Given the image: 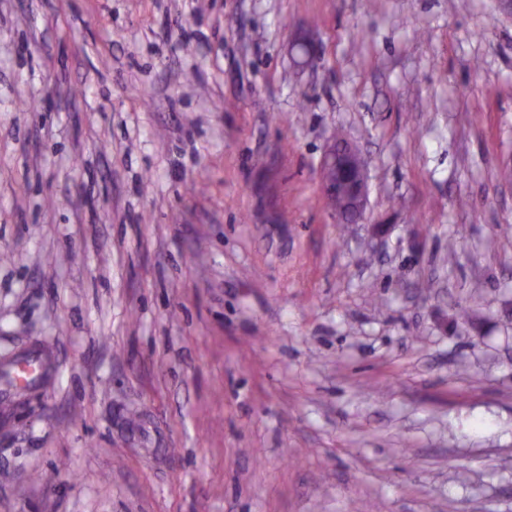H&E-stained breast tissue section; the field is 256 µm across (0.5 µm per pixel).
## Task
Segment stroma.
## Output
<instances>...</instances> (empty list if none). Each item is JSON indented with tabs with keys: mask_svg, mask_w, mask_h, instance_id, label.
<instances>
[{
	"mask_svg": "<svg viewBox=\"0 0 512 512\" xmlns=\"http://www.w3.org/2000/svg\"><path fill=\"white\" fill-rule=\"evenodd\" d=\"M511 164L499 0H0V512H512ZM316 48V41L309 32L298 33L290 45V51L295 52L294 61L297 65L308 64ZM319 181L324 196L336 198L331 216L338 224H357L364 219L368 203L366 172L358 151L345 141H334L328 147L319 168ZM40 374L42 376L43 373L39 371L38 365L35 362L29 363L26 368L17 369L14 373L16 387L10 390V388L1 386V400L3 401L7 399L13 390H21L26 385H30L33 382H39L41 380Z\"/></svg>",
	"mask_w": 512,
	"mask_h": 512,
	"instance_id": "stroma-1",
	"label": "stroma"
}]
</instances>
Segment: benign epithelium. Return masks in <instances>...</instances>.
<instances>
[{"instance_id":"obj_1","label":"benign epithelium","mask_w":512,"mask_h":512,"mask_svg":"<svg viewBox=\"0 0 512 512\" xmlns=\"http://www.w3.org/2000/svg\"><path fill=\"white\" fill-rule=\"evenodd\" d=\"M316 41L308 32H300L292 40L290 51L298 65L307 64L316 52ZM323 195L337 198L331 211L334 222L344 224L347 218L358 223L364 219L368 203L366 172L358 151L345 141H333L319 168Z\"/></svg>"}]
</instances>
